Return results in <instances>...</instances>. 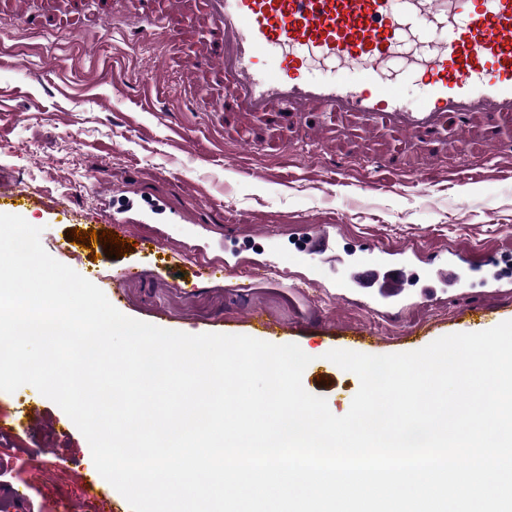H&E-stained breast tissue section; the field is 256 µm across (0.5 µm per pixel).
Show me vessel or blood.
Listing matches in <instances>:
<instances>
[{"instance_id": "obj_1", "label": "vessel or blood", "mask_w": 512, "mask_h": 512, "mask_svg": "<svg viewBox=\"0 0 512 512\" xmlns=\"http://www.w3.org/2000/svg\"><path fill=\"white\" fill-rule=\"evenodd\" d=\"M140 15L126 36L163 33L171 46L181 28L161 29L165 16L183 26L205 23L216 38L197 60L220 89L221 112L262 114L298 132L308 112H329L352 144L384 129L416 151L466 146L491 122L512 119V0H138ZM9 21L36 28L30 0H5ZM399 70H386L391 59ZM343 71L321 80L314 68ZM419 77L427 94L405 104L402 87ZM0 204L22 211L23 188L0 182ZM306 244L322 245L342 225L300 227ZM371 248L344 267L347 287L378 289L399 305L407 290L429 295L439 283L458 284L460 266L478 270L491 261L479 248L452 252L439 266L417 247L387 246L382 264Z\"/></svg>"}]
</instances>
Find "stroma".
I'll use <instances>...</instances> for the list:
<instances>
[{
    "instance_id": "1",
    "label": "stroma",
    "mask_w": 512,
    "mask_h": 512,
    "mask_svg": "<svg viewBox=\"0 0 512 512\" xmlns=\"http://www.w3.org/2000/svg\"><path fill=\"white\" fill-rule=\"evenodd\" d=\"M135 7L136 0H79L87 25L32 32L0 19V174L41 197L24 218L42 227L41 244L53 258L72 229L110 230L131 250L120 254L97 240L92 256L70 266L124 315L189 334L249 336V315L263 312L279 327L262 341L314 350L302 385L337 416L349 411L360 381L328 360V351L412 352L512 320V301L478 286L437 287L431 302L410 289L402 314L389 317L381 296L338 285V257L361 237L378 249L414 244L444 256L472 245L512 254V179L498 175L512 166V136L449 152L431 176L422 155L405 153L408 176L379 191L360 156L336 180L324 156L345 153L346 131L320 149L261 116L226 127L210 78H186L206 28L187 31L179 48L132 43L123 31ZM110 71L112 84L101 79ZM106 187L116 196L157 197L182 220L165 225L161 246L133 244V228L97 210L95 192ZM230 220L261 248V274L242 265L205 274L192 256L173 257L185 242L224 257ZM301 224H346L350 232L334 238L332 254L299 253L293 234ZM286 250L296 253V274L316 278L317 287L283 279ZM125 268L134 276L113 282ZM90 458L73 421L34 386L0 391V484L25 496V512H131L90 469Z\"/></svg>"
}]
</instances>
